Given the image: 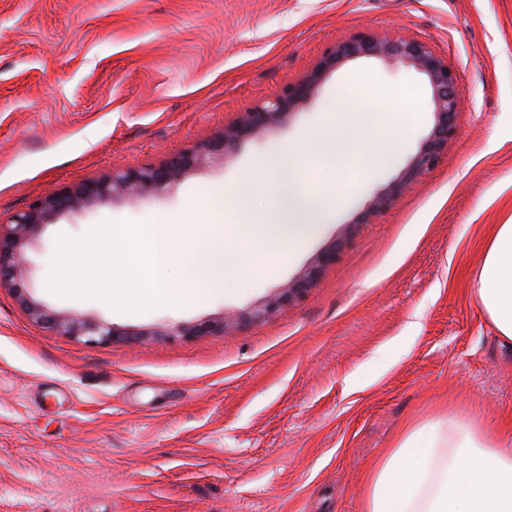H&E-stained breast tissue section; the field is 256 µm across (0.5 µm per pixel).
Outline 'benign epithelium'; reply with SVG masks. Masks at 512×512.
<instances>
[{"mask_svg": "<svg viewBox=\"0 0 512 512\" xmlns=\"http://www.w3.org/2000/svg\"><path fill=\"white\" fill-rule=\"evenodd\" d=\"M378 57L399 63L426 76L434 113L431 132L412 157L402 176L387 189L378 193L360 214L363 224L388 210L398 195L418 184L440 162L448 139L456 133V115L464 104L459 79L445 61L438 57L425 42L400 36L378 37L358 33L350 39L327 48L316 67L297 82L288 85L272 98L240 115L236 124L224 129V135L207 143L172 154L161 165L140 164L112 172L105 180H89L58 195L36 200L28 210L16 214L7 224L0 222V288H11L17 293L22 306L37 321L53 331L72 336H86L88 341L102 343L119 335L110 326L82 318L46 313L34 303L24 287L29 269L23 249L39 234L43 225L57 214L95 206L116 195H161L188 170L208 159L225 156L227 147L247 138L258 137L294 113L295 109L319 93L325 76L344 63L361 58ZM343 243H334L322 254L318 262L288 285L284 291L260 309L251 318L270 315L277 306L303 296L313 286L320 272L336 259ZM225 329V323L203 322L191 326L176 325L164 330L166 336H188Z\"/></svg>", "mask_w": 512, "mask_h": 512, "instance_id": "obj_1", "label": "benign epithelium"}]
</instances>
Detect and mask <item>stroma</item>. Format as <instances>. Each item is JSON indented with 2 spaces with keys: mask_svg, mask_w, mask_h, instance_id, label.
Returning a JSON list of instances; mask_svg holds the SVG:
<instances>
[{
  "mask_svg": "<svg viewBox=\"0 0 512 512\" xmlns=\"http://www.w3.org/2000/svg\"><path fill=\"white\" fill-rule=\"evenodd\" d=\"M389 31L428 43L464 106L439 165L369 223L358 214L434 123L426 77L376 58L330 72L297 113L162 197L43 226L24 251L33 299L117 335L43 328L0 288V512H363L371 467L435 410L512 426V344L471 294L486 238L512 219V0H0V220L213 139L326 48ZM359 71L414 87L417 115L393 113L398 146L366 180L313 174L332 215L273 273L140 313L49 290L59 236L184 215L216 192L229 207L261 165L305 167ZM340 239L303 299L250 320ZM204 321L232 333H159Z\"/></svg>",
  "mask_w": 512,
  "mask_h": 512,
  "instance_id": "obj_1",
  "label": "stroma"
}]
</instances>
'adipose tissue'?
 <instances>
[{
  "label": "adipose tissue",
  "mask_w": 512,
  "mask_h": 512,
  "mask_svg": "<svg viewBox=\"0 0 512 512\" xmlns=\"http://www.w3.org/2000/svg\"><path fill=\"white\" fill-rule=\"evenodd\" d=\"M472 295L512 342V220L486 241ZM364 512H512V430L492 431L451 410L431 415L372 468Z\"/></svg>",
  "instance_id": "obj_1"
}]
</instances>
